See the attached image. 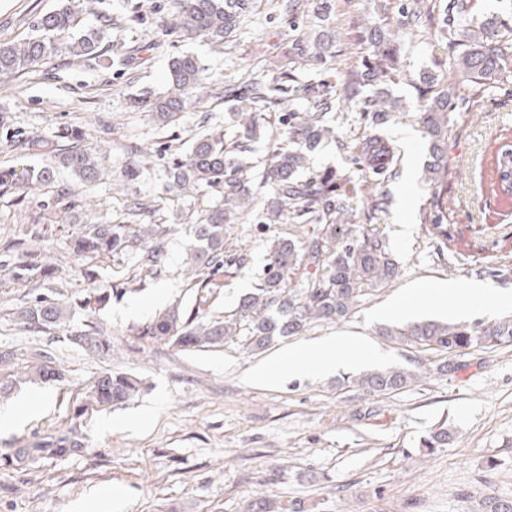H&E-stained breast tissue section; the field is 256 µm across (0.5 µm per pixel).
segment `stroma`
Wrapping results in <instances>:
<instances>
[{
	"mask_svg": "<svg viewBox=\"0 0 512 512\" xmlns=\"http://www.w3.org/2000/svg\"><path fill=\"white\" fill-rule=\"evenodd\" d=\"M448 2L432 0L434 12L421 34L399 41L407 74L387 87L399 103L388 127L400 150L394 175L370 188L361 185L348 145L363 134L364 123L350 104L336 120L335 141L310 156L311 168H330L358 182L354 224L367 221L362 195L386 197L385 212L372 222L398 263L396 279L363 296L348 319L316 322L289 337L292 345L332 336L362 339L368 357L326 375L255 381L252 370L278 348L252 352L240 337L197 351L135 339L136 329L155 312L178 301L194 303L196 290L184 261L189 228L179 216L219 200V193L182 196L170 206L166 262L152 277L137 276L136 255L84 259L66 244L72 230L111 218L122 200L162 191L166 174L160 159L138 180L121 179L131 142L176 153L190 146L195 133L223 124L224 87L250 69L286 62L298 33L308 29L307 17L276 12L271 0H253L236 43L222 47L162 32L171 0H103L114 22L103 57L86 61L62 54L33 73L0 77V110L9 120L8 129H0L1 165L42 167L48 161L43 150L19 148L14 135L35 133L50 143L59 127L76 125L91 133L104 170L97 182L84 183L60 168L53 184L23 196L0 193V246L38 219L58 223L42 244L57 268L53 280L19 285L0 280V348L15 354L0 368V377L17 378L14 400L35 391L48 396L41 413L0 431V453L72 431L83 443L79 452L63 458L0 466V512H72L78 499L115 489L124 495L123 512H245L258 497L280 505L301 500L311 512H475L484 495L512 499V347L457 354L458 372L443 374L437 369L442 354L388 342L376 333L390 321L452 317L471 325L512 315V299L501 296L512 289V206L500 208L481 184L494 146L512 143L511 82L489 93L466 89L468 104L455 113L448 131V247H441L426 226L431 191L421 170L428 142L414 118L424 94L416 76L448 73L456 47L437 32ZM56 4L0 0V40L23 38L34 18ZM381 18L396 29L401 0H333L327 38L337 60L360 69L367 49L363 30ZM187 51L200 57L213 82L175 132L137 110L133 99L162 91L169 59ZM61 185L71 188L72 207L57 200ZM406 209L412 219L403 226L399 216ZM288 232L285 224L228 227L231 262L213 280L211 313L234 310L252 292L269 261L271 240ZM473 281L489 288L491 297L463 314L452 316L414 298L424 285L465 288ZM109 285L121 288L122 296L95 310L83 308L93 289ZM41 294L71 306L66 327L18 330L14 312ZM408 301L414 304L410 313L394 314L396 304ZM134 302L138 313H128ZM91 322L111 337V355L69 342L68 332ZM42 349L53 353L65 379L27 382V365ZM388 366L416 369L420 376L411 386L374 396L336 385L337 377ZM110 370L137 375L147 391L122 406L75 415L87 390ZM443 421L454 431L453 442L421 447V439Z\"/></svg>",
	"mask_w": 512,
	"mask_h": 512,
	"instance_id": "stroma-1",
	"label": "stroma"
}]
</instances>
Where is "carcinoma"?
<instances>
[{
	"mask_svg": "<svg viewBox=\"0 0 512 512\" xmlns=\"http://www.w3.org/2000/svg\"><path fill=\"white\" fill-rule=\"evenodd\" d=\"M173 28L186 39L200 38L210 44L232 43L249 0H173ZM449 17L442 31L455 38L459 51L452 56L450 80L426 85L422 107L415 115L424 137L430 142L429 160L423 167L425 182L432 190L430 220L433 230L448 243L444 195L448 191L449 114L466 107L461 85L494 88L512 79V26L497 16L480 22L462 18L461 0L448 4ZM403 11L417 35L424 18L431 13L429 0H405ZM82 0H59L57 8L38 16L31 33L18 40H0V76H22L36 71L44 60L61 51L76 59L102 57L112 35V16L99 13V23H83ZM310 18L321 29L330 23L328 0H318ZM371 46L363 59L367 80L386 84L401 73L400 58L392 34L383 26L365 32ZM328 47L322 37L296 39L289 61L269 75L252 71L227 88L233 104L224 125L209 128L194 138L189 152L172 162L166 172L164 195L151 200L134 197L124 207V219L87 224L68 238L69 250L80 257L139 254L142 269L156 274L164 266L162 242L165 229L153 221L163 214L167 195L187 192L197 195L217 188L220 199L185 215L192 240L186 249V270L196 292L210 291L208 279L199 271L214 275L224 269L226 227L242 223L251 215L260 224H297L302 229L295 239L279 238L271 247V259L254 291L240 299L228 315H212L201 306L174 305L154 316L138 330V339L169 345L180 350L222 347L236 336H244L252 351L302 334L317 321L339 322L358 306L366 288H383L397 274V263L385 238L376 232L358 233L351 225V178L333 171L303 176L310 154L335 138L336 113L345 102L356 101L365 122V133L350 147L353 163L366 182L392 176L398 148L387 134L397 109L395 99L383 91L359 96L361 82L330 83L321 74L305 82L296 74L297 61L310 67L327 64ZM208 79L207 68L198 56L183 53L168 63L167 88L141 100V108L165 126L178 127L181 114L199 98ZM303 99L299 108L292 102ZM278 115L282 140L275 144L270 161L256 171L249 158L252 143L268 135L271 114ZM58 138L71 143L68 151L39 169L17 171L0 166V190H27L53 182L56 165L71 170L82 182L97 181L100 167L96 152L88 147L89 133L79 126H65ZM130 160L122 171L127 181L144 173V152L129 147ZM50 224H28L26 234L8 242L0 251V274L17 283L46 280L55 267L40 250V243L52 235ZM119 288H97L83 305L97 309L109 303ZM71 308L48 296L26 303L15 315L22 328L54 330L68 322ZM378 334L392 342H410L426 350L450 356L474 348L512 346V316L487 325H467L422 319L400 327L383 324ZM77 345L102 356H112V339L98 326L69 336ZM33 380H60L64 372L49 366L44 355L29 365ZM420 373L403 367H387L336 380L340 387L354 385L370 395L403 389L416 382ZM143 389L142 380L128 373L102 375L86 394V405L108 410L134 399ZM452 433L440 425L423 439L424 447L448 444ZM83 448L80 439L68 435L33 448H18L5 462L18 465L34 455L64 457ZM480 512H512V500L487 496Z\"/></svg>",
	"mask_w": 512,
	"mask_h": 512,
	"instance_id": "obj_1",
	"label": "carcinoma"
}]
</instances>
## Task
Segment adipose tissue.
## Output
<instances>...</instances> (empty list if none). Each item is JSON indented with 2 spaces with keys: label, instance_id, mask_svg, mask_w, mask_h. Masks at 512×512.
<instances>
[{
  "label": "adipose tissue",
  "instance_id": "1",
  "mask_svg": "<svg viewBox=\"0 0 512 512\" xmlns=\"http://www.w3.org/2000/svg\"><path fill=\"white\" fill-rule=\"evenodd\" d=\"M420 296L431 298L439 307L449 308L450 312H465L470 303L484 300L486 290L480 282L470 287L423 288ZM349 352L353 358H361L363 343L356 336H333L316 344L294 345L283 349L277 356L258 365L252 372L255 380L273 383L285 378L308 372H325L335 368L338 352Z\"/></svg>",
  "mask_w": 512,
  "mask_h": 512
}]
</instances>
